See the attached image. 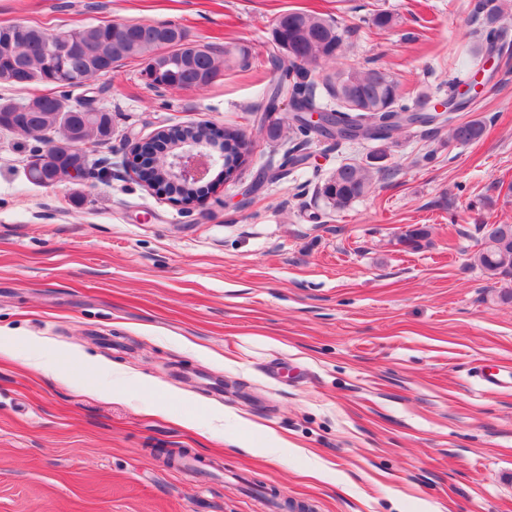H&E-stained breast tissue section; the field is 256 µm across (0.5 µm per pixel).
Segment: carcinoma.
Segmentation results:
<instances>
[{
	"label": "carcinoma",
	"mask_w": 512,
	"mask_h": 512,
	"mask_svg": "<svg viewBox=\"0 0 512 512\" xmlns=\"http://www.w3.org/2000/svg\"><path fill=\"white\" fill-rule=\"evenodd\" d=\"M502 7L492 5V0H475L473 13L482 17L479 41L473 51L480 58L486 51L497 48L504 38V31L498 25ZM23 31L14 35L9 49L0 47V71L14 72L10 85L25 87L34 82L51 83L68 87H79L86 81L99 76L97 67L90 66L77 55L69 56L63 69H53L45 65L48 41L71 38L79 35L97 43H112L111 64L116 65L126 59L142 57L149 63L165 57L176 59L179 48L187 45L184 30L174 24L127 23L124 36L120 40L111 39L114 30L111 24L101 23L63 32H48L24 23L0 26V35L17 28ZM274 50L270 60L278 72L275 84L268 92L265 115H275L265 125L267 138L272 142L281 140L285 134L295 138L310 139L316 131L303 122L301 113L320 111L347 127L371 129L364 140L377 144L371 155L373 159L388 156L393 135L408 125L430 124L435 122L434 113L420 112L415 104L406 100L398 80L387 70L370 68L356 71L338 67L341 54L336 48L344 45L342 32L336 21L326 19L309 11H289L276 21L272 31ZM219 55L211 52L201 55L190 63L177 62L164 68V81L170 88L203 89L211 84L221 71ZM323 67L321 85L328 100L320 98L316 82L312 78L315 68ZM289 98L291 112L277 113V102ZM404 116L408 124L389 121L390 113ZM88 111L70 103L66 96L35 97L24 103L23 113L14 124L3 125L8 131L32 135L41 140L47 136L66 130L81 131L82 148L77 153L61 156H38L30 164V180L39 183L56 182L67 174V168L79 160L87 159V145L91 139H109L112 134V115L99 110L94 118H87ZM452 123L449 139L466 145L480 140L484 134V124L480 119ZM208 135V130L198 127L181 128L170 134V141L147 143L145 152H167L174 144L185 139ZM243 132L234 127L224 128V142L215 144L223 152L224 178L229 179L241 169L252 153V145L241 143ZM384 173L385 167L373 163L362 165L357 162H342L320 184L317 194L329 207L343 210L355 201L366 196L373 187L372 172ZM168 190L177 195L180 202L189 203L199 197L200 188L196 185H170ZM480 247L473 256L474 264L480 267L491 280L506 284L500 292V299L512 302V224H486ZM428 236L425 228H414L399 237L406 248L417 250Z\"/></svg>",
	"instance_id": "obj_1"
}]
</instances>
